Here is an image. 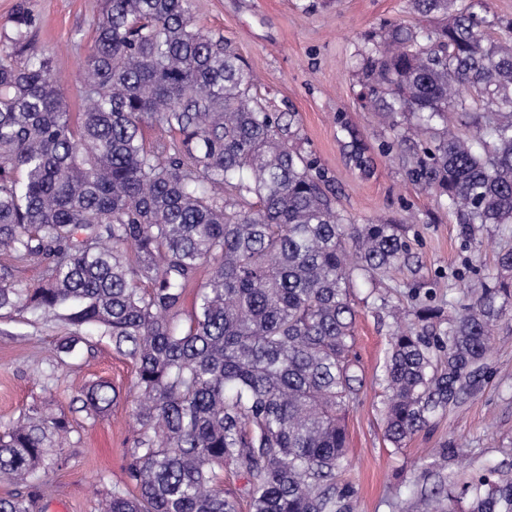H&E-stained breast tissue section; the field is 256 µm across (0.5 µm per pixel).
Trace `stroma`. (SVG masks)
<instances>
[{"mask_svg":"<svg viewBox=\"0 0 512 512\" xmlns=\"http://www.w3.org/2000/svg\"><path fill=\"white\" fill-rule=\"evenodd\" d=\"M20 3L34 18L29 50L50 53L55 86L68 110L80 112L79 69L103 0H0V49H15L11 19ZM194 15L203 33L227 40L252 67L270 111L295 113L303 147L316 158L349 222L374 218L409 226L410 267L376 286L358 276L351 284L366 385L346 415L348 467L340 480L353 489L355 512H407L421 489L433 488L441 477L468 478L512 465V320L498 327L474 392L403 447L385 436L383 365L394 328L389 306H410L407 286L413 282L429 288L436 303L467 302L455 273L475 281L493 274L496 253L506 244L492 224L476 225L464 236L454 211L419 193L407 156L382 151L389 129L357 101L362 36L393 22L418 24L408 0H194ZM340 117L367 146L369 173L353 167L350 138L336 128ZM66 333L60 321L29 312L0 317V422L34 407L65 415L71 433L62 463L47 476L51 488L43 512H102L105 493L127 485L135 363L88 328L80 352L54 365L49 349ZM100 382L110 383L117 398L95 414L84 395ZM446 443L455 455L447 469L434 468L433 451Z\"/></svg>","mask_w":512,"mask_h":512,"instance_id":"1","label":"stroma"}]
</instances>
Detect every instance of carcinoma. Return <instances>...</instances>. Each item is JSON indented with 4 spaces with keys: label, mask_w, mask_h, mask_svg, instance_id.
<instances>
[{
    "label": "carcinoma",
    "mask_w": 512,
    "mask_h": 512,
    "mask_svg": "<svg viewBox=\"0 0 512 512\" xmlns=\"http://www.w3.org/2000/svg\"><path fill=\"white\" fill-rule=\"evenodd\" d=\"M412 7L435 23L366 33L358 98L393 132L386 153L426 136L411 178L465 231L512 235V20L487 0ZM12 23L20 45L34 20L21 4ZM51 72L42 51H0V252L43 265L35 288L3 267L0 312L69 325L57 363L90 325L135 361L136 493L112 489L105 512H237L218 480L226 466L247 479L250 512H353L338 482L344 415L364 387L351 277L375 283L409 265L406 225L346 222L294 113L259 101L230 44L196 30L192 0H105L83 111L67 110ZM147 125L174 137L150 150ZM457 280L470 299L455 316L421 299L391 334L384 415L396 446L476 387L512 317V247L495 274ZM115 398L99 383L85 405L102 412ZM69 433L38 410L0 424V472L23 484L0 512H36L39 472ZM412 512H512V477L444 478Z\"/></svg>",
    "instance_id": "1"
}]
</instances>
